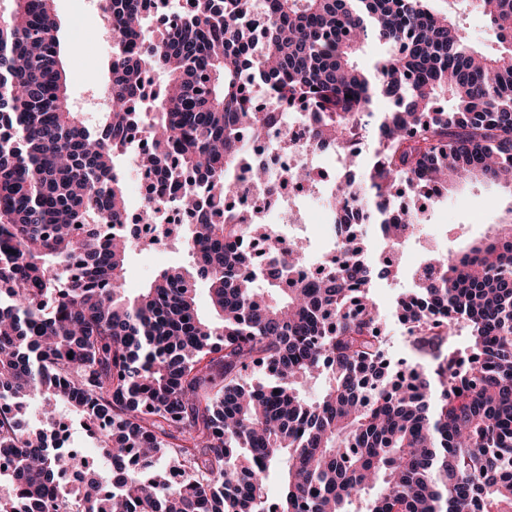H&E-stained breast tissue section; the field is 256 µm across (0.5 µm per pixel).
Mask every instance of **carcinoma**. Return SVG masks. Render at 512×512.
<instances>
[{
  "mask_svg": "<svg viewBox=\"0 0 512 512\" xmlns=\"http://www.w3.org/2000/svg\"><path fill=\"white\" fill-rule=\"evenodd\" d=\"M12 2L0 15V406L12 409L0 512H512V206L493 237L426 252L437 275L395 301L411 334L469 329L470 354L450 345L400 374L370 296L402 275L398 260L369 259L353 231L331 269L284 288L306 251L226 212L231 172L266 185L244 143L287 139L282 107L317 114L311 145L345 151L351 168L372 132L365 179L337 180L333 223L368 211L394 226L391 250L449 186H512V0H477L496 55L428 0H190L160 39L145 0H111L99 126L72 109L55 0ZM370 44L372 73L355 62ZM148 73L160 91L147 104ZM377 95L389 111L372 112ZM141 126V161L163 171L144 219L159 206L205 215L183 237L192 269L168 267L131 299L137 243L101 228L126 222L118 161ZM405 188L423 206L397 210ZM198 279L211 317L185 286ZM254 364L271 379L243 382ZM319 378L310 402L303 386ZM69 415L98 450L69 458L85 473L77 496L49 436Z\"/></svg>",
  "mask_w": 512,
  "mask_h": 512,
  "instance_id": "carcinoma-1",
  "label": "carcinoma"
}]
</instances>
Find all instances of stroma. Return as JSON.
Listing matches in <instances>:
<instances>
[{
  "label": "stroma",
  "mask_w": 512,
  "mask_h": 512,
  "mask_svg": "<svg viewBox=\"0 0 512 512\" xmlns=\"http://www.w3.org/2000/svg\"><path fill=\"white\" fill-rule=\"evenodd\" d=\"M106 0H55V14L60 31L75 50L68 59L67 86L71 103L90 99L95 89L108 82L110 55L106 35ZM433 9L448 12L462 24L473 44L495 51L497 43L484 15L468 6L466 0H434ZM512 203V187L482 180L463 182L448 192L426 215L424 231L436 238L441 250H457L462 239H483L493 235L495 224L508 204ZM190 260L179 242L167 247L139 246L130 252L126 262L124 286L129 295H136L164 268L189 265ZM407 278L389 283L374 281L371 295L387 323L389 355L392 361L431 360L446 352L447 344L409 335L395 315L397 295L408 288Z\"/></svg>",
  "instance_id": "obj_1"
}]
</instances>
